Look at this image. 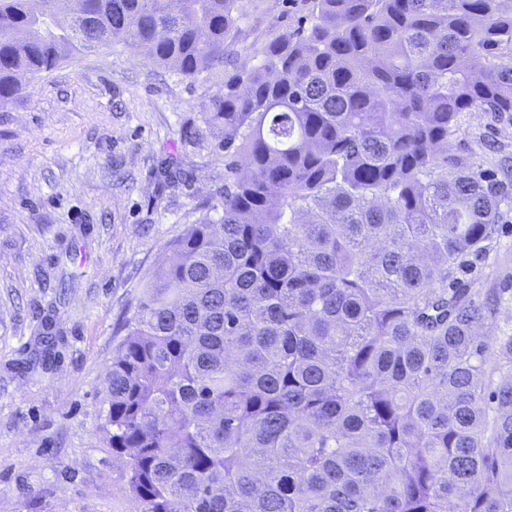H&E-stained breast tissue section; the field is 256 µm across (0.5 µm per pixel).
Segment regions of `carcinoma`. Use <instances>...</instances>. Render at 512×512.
Here are the masks:
<instances>
[{
	"label": "carcinoma",
	"instance_id": "carcinoma-1",
	"mask_svg": "<svg viewBox=\"0 0 512 512\" xmlns=\"http://www.w3.org/2000/svg\"><path fill=\"white\" fill-rule=\"evenodd\" d=\"M0 0V109L122 41L224 67L243 0ZM224 75L221 208L167 245L108 372L136 512H512V334L475 270L512 212L454 142L512 118V0H307Z\"/></svg>",
	"mask_w": 512,
	"mask_h": 512
}]
</instances>
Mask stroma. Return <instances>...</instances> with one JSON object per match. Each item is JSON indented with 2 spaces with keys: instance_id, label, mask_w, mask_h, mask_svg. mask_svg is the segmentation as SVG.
<instances>
[{
  "instance_id": "1",
  "label": "stroma",
  "mask_w": 512,
  "mask_h": 512,
  "mask_svg": "<svg viewBox=\"0 0 512 512\" xmlns=\"http://www.w3.org/2000/svg\"><path fill=\"white\" fill-rule=\"evenodd\" d=\"M306 0H248L225 67L251 68L297 28ZM223 69L186 77L122 43L66 59L0 110V512H136L103 442L102 391L121 325L167 243L217 204L210 137ZM472 162H512V120L466 113ZM175 164L187 180H167ZM506 289L512 213L480 267Z\"/></svg>"
}]
</instances>
